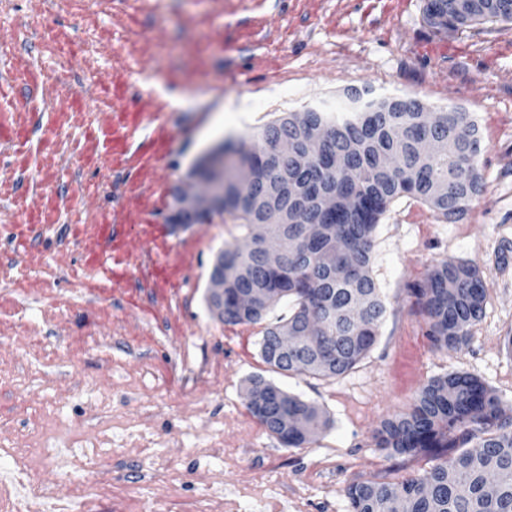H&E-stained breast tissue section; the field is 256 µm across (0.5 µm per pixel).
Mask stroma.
<instances>
[{
  "mask_svg": "<svg viewBox=\"0 0 512 512\" xmlns=\"http://www.w3.org/2000/svg\"><path fill=\"white\" fill-rule=\"evenodd\" d=\"M424 0H0V469L36 448L27 512L77 485L111 483L93 512H350L359 481L422 475L430 456L392 455L373 432L432 378L478 376L512 405V24L443 35ZM460 106L482 138L484 188L458 221L392 202L373 276L388 301L378 341L336 380L263 363L259 324L207 306L233 217L171 224L174 189L227 143L226 110L270 120L335 107L347 89ZM185 102L172 105L166 92ZM170 224L194 257L158 305L83 263L96 224ZM444 260L484 271L486 310L466 344L433 346L411 294ZM140 295L139 306L126 301ZM326 411L329 428L289 448L249 412L252 376Z\"/></svg>",
  "mask_w": 512,
  "mask_h": 512,
  "instance_id": "35a3bbf8",
  "label": "stroma"
}]
</instances>
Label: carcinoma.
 Wrapping results in <instances>:
<instances>
[{"label": "carcinoma", "mask_w": 512, "mask_h": 512, "mask_svg": "<svg viewBox=\"0 0 512 512\" xmlns=\"http://www.w3.org/2000/svg\"><path fill=\"white\" fill-rule=\"evenodd\" d=\"M424 19L443 34L512 23V0H425ZM423 109L416 97L364 90L351 111L290 112L235 148L239 166L224 178V208L202 223L222 222L227 213L244 231L243 243L224 248V324L265 323L259 352L273 371L332 380L354 369L376 344L388 311L372 274V253L390 204L413 197L453 221L482 191L483 141L472 115L450 106L427 122ZM318 124L329 135L306 166L299 161L310 152L306 132ZM426 139L446 142L448 149L421 156L417 145ZM280 140L293 151L275 154ZM272 189L280 210L296 212L298 223L251 206L248 196ZM329 193L336 195V211L325 214L320 198ZM271 240L284 252L276 266L264 258ZM346 263L352 277L336 280V267ZM412 294L437 348L465 344L485 314V287L473 264L442 261ZM281 303L287 313L267 321ZM314 318L321 329L298 352L273 350L277 332ZM250 385L248 409L283 445H309L328 427L315 404L260 376ZM257 385L266 391L260 401L253 399ZM375 441L393 454H431L438 463L400 483L350 484L351 512H512V408L477 376L432 379L408 411L381 422Z\"/></svg>", "instance_id": "carcinoma-1"}]
</instances>
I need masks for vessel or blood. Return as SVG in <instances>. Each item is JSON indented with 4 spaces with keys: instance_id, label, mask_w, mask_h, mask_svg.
<instances>
[{
    "instance_id": "1",
    "label": "vessel or blood",
    "mask_w": 512,
    "mask_h": 512,
    "mask_svg": "<svg viewBox=\"0 0 512 512\" xmlns=\"http://www.w3.org/2000/svg\"><path fill=\"white\" fill-rule=\"evenodd\" d=\"M85 264L113 285L140 279L156 301L170 299L190 267L191 250L179 249L163 224H96L85 248Z\"/></svg>"
}]
</instances>
